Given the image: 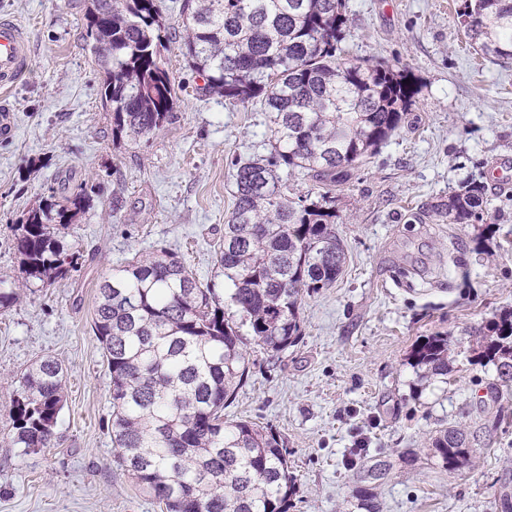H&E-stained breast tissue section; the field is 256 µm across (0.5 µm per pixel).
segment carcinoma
Segmentation results:
<instances>
[{
	"instance_id": "cac0c4a2",
	"label": "carcinoma",
	"mask_w": 512,
	"mask_h": 512,
	"mask_svg": "<svg viewBox=\"0 0 512 512\" xmlns=\"http://www.w3.org/2000/svg\"><path fill=\"white\" fill-rule=\"evenodd\" d=\"M348 0H184L185 55L206 89L269 113L271 149L231 161L235 205L224 224L217 267L236 307L175 256L140 254L98 283L93 331L111 376L112 446L120 465L165 512H288L296 493L280 436L224 408L249 376L244 335L272 353L301 335L306 296L331 287L345 263L329 187L404 122L416 88L409 70L341 58ZM85 39L102 74V108L112 142H148L178 119L161 48L169 35L159 0H87ZM457 16L472 45L493 62L512 59V0H462ZM312 178L324 191L285 196L288 179ZM93 187L51 189L9 226L21 276L0 278V310L23 290L66 275L78 257L61 233L92 206ZM486 187L469 182L442 205L450 224L482 220ZM477 361L492 364L499 387L512 383V311L486 325ZM448 337L412 351L421 377L448 374ZM64 370L46 358L23 374L12 405L13 443L43 448L64 397ZM431 448L442 467L468 462L470 440L443 427ZM381 463L353 474L358 508L380 512Z\"/></svg>"
}]
</instances>
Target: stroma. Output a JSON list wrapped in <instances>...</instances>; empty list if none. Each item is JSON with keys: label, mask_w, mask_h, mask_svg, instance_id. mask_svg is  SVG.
<instances>
[{"label": "stroma", "mask_w": 512, "mask_h": 512, "mask_svg": "<svg viewBox=\"0 0 512 512\" xmlns=\"http://www.w3.org/2000/svg\"><path fill=\"white\" fill-rule=\"evenodd\" d=\"M85 0H0L32 50L27 77L0 92L15 128L0 134V277L19 273L7 226L62 184H97L77 236L75 268L26 289L0 311V512H162L116 463L111 378L92 329L96 287L141 253L177 256L223 289L214 260L235 204L232 158L267 152L260 103L203 93L184 57L182 0H161L170 34L162 58L178 120L151 142H113L99 73L85 48ZM457 0H349L348 59L407 67L418 94L404 123L334 187L346 261L336 283L304 298L301 336L272 353L248 342L250 372L226 415L273 428L297 490L289 512H358L354 449L385 461L381 512H512V390L488 403L493 366L473 361V329L512 309V62L480 58ZM485 182L483 222L451 224L434 207L467 182ZM447 335V375L422 378L409 357ZM64 369L63 406L50 443H12L10 410L26 370ZM487 404L501 421L468 463L445 470L436 430L478 429Z\"/></svg>", "instance_id": "1"}]
</instances>
